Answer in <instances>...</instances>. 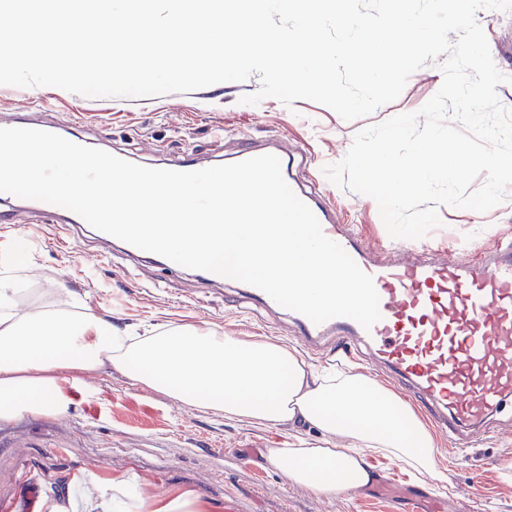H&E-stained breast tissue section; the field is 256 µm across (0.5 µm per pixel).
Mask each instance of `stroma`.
Listing matches in <instances>:
<instances>
[{
	"mask_svg": "<svg viewBox=\"0 0 512 512\" xmlns=\"http://www.w3.org/2000/svg\"><path fill=\"white\" fill-rule=\"evenodd\" d=\"M497 68L512 75L506 50L512 49V11L478 13ZM443 81L439 61L415 71L401 95L373 114L353 121L306 100L287 106L273 98L244 104L256 92L259 75L223 82L193 92L141 98H88L50 87L0 85V115L23 111L27 102L55 96L57 107L39 120L74 134L98 149L126 151L142 164L161 155L187 153L212 164L214 157L242 139L280 136L289 150L306 158L298 177L309 169L340 162L355 135L389 118L419 111ZM337 213L362 226L372 241L388 240L376 202L365 195L331 187ZM19 224L0 228V264L15 261L23 292L21 308L62 306L79 295L93 312L114 324L166 329L191 325L229 336L294 344L288 316L262 307L229 302L224 286L201 291L195 270L169 275L154 262L131 266L121 254L98 261L91 248L77 249L63 227L35 213L28 200ZM441 224L433 238L454 251L459 238L474 247L512 233V188L491 210L440 206ZM71 404L66 415H23L0 424V512H41L46 490L65 493L73 472L90 469L106 481L137 478L134 488L146 500L195 492L211 512H512V439L481 437L468 455L438 437L436 461L448 476L437 493L416 482L393 458L370 455L376 478L358 489L317 494L295 485L265 458L267 449L288 442L284 427L243 424L223 413L185 405L162 392L131 383L107 367L83 377L85 392L73 388L69 372L60 375Z\"/></svg>",
	"mask_w": 512,
	"mask_h": 512,
	"instance_id": "1",
	"label": "stroma"
}]
</instances>
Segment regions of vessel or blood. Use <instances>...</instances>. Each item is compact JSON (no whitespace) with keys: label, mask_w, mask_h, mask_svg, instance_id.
<instances>
[{"label":"vessel or blood","mask_w":512,"mask_h":512,"mask_svg":"<svg viewBox=\"0 0 512 512\" xmlns=\"http://www.w3.org/2000/svg\"><path fill=\"white\" fill-rule=\"evenodd\" d=\"M324 234L372 276L380 320L364 329L347 317L314 324L296 315L298 337L319 351L360 352L389 372L422 406L456 452L473 446L475 430H490L512 411V236L465 257H441L412 244L399 251L368 241L332 216L319 185L297 187ZM77 242L96 240L112 254L111 235L73 227Z\"/></svg>","instance_id":"b4317fda"}]
</instances>
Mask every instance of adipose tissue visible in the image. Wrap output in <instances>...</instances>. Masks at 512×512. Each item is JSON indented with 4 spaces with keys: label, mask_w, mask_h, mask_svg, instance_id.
Masks as SVG:
<instances>
[{
    "label": "adipose tissue",
    "mask_w": 512,
    "mask_h": 512,
    "mask_svg": "<svg viewBox=\"0 0 512 512\" xmlns=\"http://www.w3.org/2000/svg\"><path fill=\"white\" fill-rule=\"evenodd\" d=\"M20 290L0 278V422L24 414L65 413L70 398L59 371L81 374L110 365L141 386L241 422L288 426L284 448L268 449L267 462L290 481L317 493L370 483L369 453L396 459L432 487H445L434 431L389 386L347 368L317 370L296 348L244 340L215 329L176 326L145 336L125 335L111 319L91 312L42 305L20 310ZM311 427L340 447L298 436ZM180 500L149 507L124 483L75 474L66 500L41 499L43 512H180Z\"/></svg>",
    "instance_id": "adipose-tissue-1"
}]
</instances>
